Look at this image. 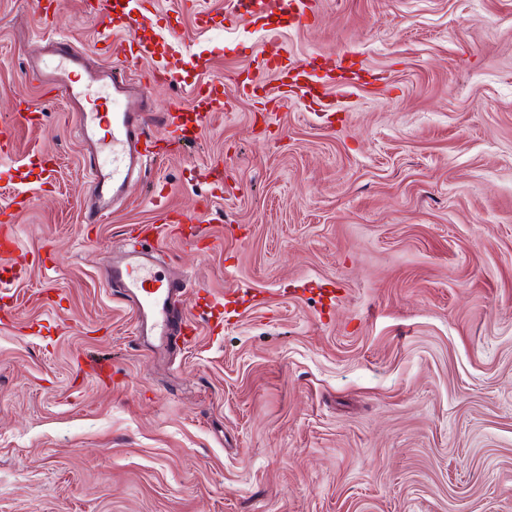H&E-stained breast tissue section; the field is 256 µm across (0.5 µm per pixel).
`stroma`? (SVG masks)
Wrapping results in <instances>:
<instances>
[{
  "mask_svg": "<svg viewBox=\"0 0 512 512\" xmlns=\"http://www.w3.org/2000/svg\"><path fill=\"white\" fill-rule=\"evenodd\" d=\"M129 2L116 56L85 0H0V512H512V0H315L306 27ZM47 35L143 74L159 111L224 83L98 224L70 106L16 110ZM279 49L360 78L280 97L257 66ZM154 192L199 222L153 234ZM138 235L190 283L188 345L149 351L107 284ZM224 109L223 97L219 95L216 85L205 93L197 91L192 110V123L201 125L207 121L213 112H221Z\"/></svg>",
  "mask_w": 512,
  "mask_h": 512,
  "instance_id": "obj_1",
  "label": "stroma"
}]
</instances>
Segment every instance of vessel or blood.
I'll use <instances>...</instances> for the list:
<instances>
[{
	"mask_svg": "<svg viewBox=\"0 0 512 512\" xmlns=\"http://www.w3.org/2000/svg\"><path fill=\"white\" fill-rule=\"evenodd\" d=\"M261 65L277 72L285 87L300 85L308 91L326 81L319 69L304 64L290 68L280 59L265 58ZM31 69L45 93L65 98L77 110L79 134L90 149V181L98 198L96 209L84 218L86 223H99L114 201L126 198L139 183L149 130L168 127L170 115L151 111L146 83L112 70H93L85 54L65 40H48ZM223 109L217 89L196 93L193 121L203 124ZM108 278L134 302L141 333L155 336L159 345H168L172 337L193 329L188 310L177 306L178 298L187 297L188 291L179 281L158 274L153 247L123 250Z\"/></svg>",
	"mask_w": 512,
	"mask_h": 512,
	"instance_id": "b4317fda",
	"label": "vessel or blood"
}]
</instances>
